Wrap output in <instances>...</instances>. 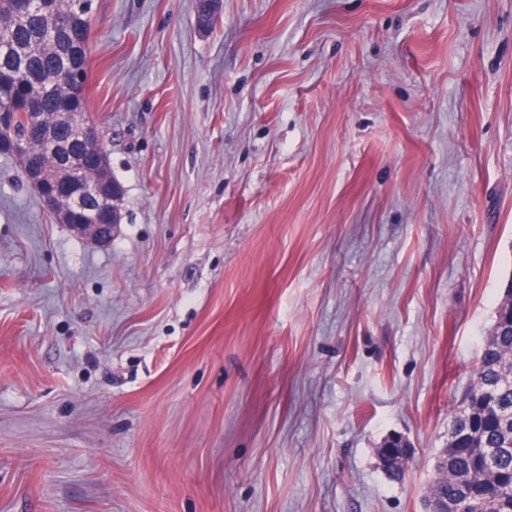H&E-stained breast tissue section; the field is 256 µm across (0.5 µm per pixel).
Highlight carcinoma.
Instances as JSON below:
<instances>
[{"label":"carcinoma","mask_w":512,"mask_h":512,"mask_svg":"<svg viewBox=\"0 0 512 512\" xmlns=\"http://www.w3.org/2000/svg\"><path fill=\"white\" fill-rule=\"evenodd\" d=\"M81 0H42L22 20L15 17V0H0V88L10 96L15 112L13 132L0 139L24 138L34 152L59 146L45 154L51 167L63 168L74 155H91L103 147L83 137L78 118L88 112L91 20L78 8ZM65 17L66 27L51 39L43 32L52 18ZM84 78L79 93L59 83L51 94L41 84L64 69ZM38 103L37 118L27 103ZM383 467L395 480L403 479L408 460L381 454ZM512 512V281L495 309L492 328L476 364L474 380L448 421V446L440 449L435 476L423 504L438 512Z\"/></svg>","instance_id":"obj_1"}]
</instances>
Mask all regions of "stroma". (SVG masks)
Returning <instances> with one entry per match:
<instances>
[{"label":"stroma","instance_id":"obj_1","mask_svg":"<svg viewBox=\"0 0 512 512\" xmlns=\"http://www.w3.org/2000/svg\"><path fill=\"white\" fill-rule=\"evenodd\" d=\"M94 5L122 221L0 156V512H423L512 278V0ZM86 167V161L83 157H74L73 159V178L77 184L75 191L71 192L66 199L63 209H59V219L63 224H67L69 228L77 235L85 238L91 243L97 245H106L112 240V231L121 223L122 214L120 202L124 196V187L118 181L112 179V221L110 218L109 202L105 200L103 205L101 198L98 199L100 204V224L93 223L90 211H92L91 203L98 193L99 183L96 178L93 180L83 179L82 171ZM75 218L73 223L69 222L70 217ZM80 219V222L76 220ZM113 223V224H112Z\"/></svg>","mask_w":512,"mask_h":512}]
</instances>
